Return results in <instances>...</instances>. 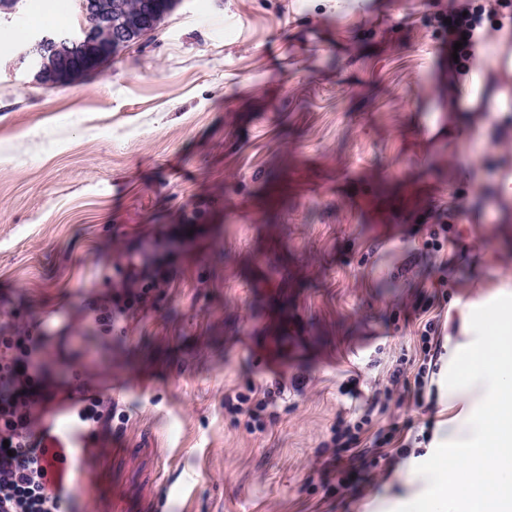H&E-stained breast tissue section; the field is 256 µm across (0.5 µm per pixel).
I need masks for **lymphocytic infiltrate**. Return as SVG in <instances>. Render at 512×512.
Here are the masks:
<instances>
[{
	"mask_svg": "<svg viewBox=\"0 0 512 512\" xmlns=\"http://www.w3.org/2000/svg\"><path fill=\"white\" fill-rule=\"evenodd\" d=\"M434 20L450 41L461 42L456 78L471 76L475 59L487 54L492 32L512 24V0H450L448 10ZM162 275L153 266H143L124 276L120 291L106 300L93 299L87 314L102 334L112 332L114 323L133 308L145 304ZM436 319L424 322L413 357L400 358L386 384L372 396L363 397L358 379L343 385L342 394L364 399V413L356 420L337 417L329 442L334 454L327 469L336 475L337 486H345L354 461L376 464L389 459L395 428L376 430L371 443H364L365 428L374 415L384 414L397 390L421 395L436 366L440 351L435 341ZM44 337L31 325L0 336V512H68L70 498L59 493L47 476L46 453L42 446L45 430L37 410L54 398L44 382L40 363Z\"/></svg>",
	"mask_w": 512,
	"mask_h": 512,
	"instance_id": "f902f5d3",
	"label": "lymphocytic infiltrate"
}]
</instances>
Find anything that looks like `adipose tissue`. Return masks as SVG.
<instances>
[{
    "mask_svg": "<svg viewBox=\"0 0 512 512\" xmlns=\"http://www.w3.org/2000/svg\"><path fill=\"white\" fill-rule=\"evenodd\" d=\"M445 350L438 462L398 512H512L511 272L470 293Z\"/></svg>",
    "mask_w": 512,
    "mask_h": 512,
    "instance_id": "ef3b65f1",
    "label": "adipose tissue"
}]
</instances>
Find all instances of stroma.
Wrapping results in <instances>:
<instances>
[{
	"label": "stroma",
	"mask_w": 512,
	"mask_h": 512,
	"mask_svg": "<svg viewBox=\"0 0 512 512\" xmlns=\"http://www.w3.org/2000/svg\"><path fill=\"white\" fill-rule=\"evenodd\" d=\"M54 0L0 15V329L63 310L73 345L43 366L60 420L91 382L125 422L74 467L70 512H394L433 466L439 395L389 413L409 461L322 486L349 372L384 383L414 347L415 306L438 334L464 288L512 250V75L493 63L465 97L429 25L448 0H178L95 73L46 87L25 48ZM432 115L422 127L424 115ZM455 204L443 262L410 258ZM168 255L147 310L106 336L85 322L129 260ZM447 288H437L440 277ZM288 388L261 431L224 407L250 383Z\"/></svg>",
	"instance_id": "obj_1"
}]
</instances>
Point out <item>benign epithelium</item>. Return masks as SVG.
<instances>
[{
	"instance_id": "benign-epithelium-1",
	"label": "benign epithelium",
	"mask_w": 512,
	"mask_h": 512,
	"mask_svg": "<svg viewBox=\"0 0 512 512\" xmlns=\"http://www.w3.org/2000/svg\"><path fill=\"white\" fill-rule=\"evenodd\" d=\"M174 0H145V12L129 20L112 21L106 0H79L85 23L79 31L60 34L41 32L33 40L32 54L37 78L55 86L91 75L121 48L140 20L161 17L173 8Z\"/></svg>"
}]
</instances>
